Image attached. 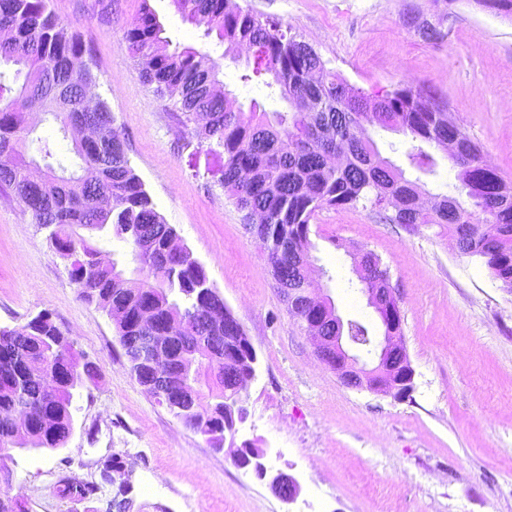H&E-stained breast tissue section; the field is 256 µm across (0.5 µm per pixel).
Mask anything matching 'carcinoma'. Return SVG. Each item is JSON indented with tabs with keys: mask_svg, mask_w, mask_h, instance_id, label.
<instances>
[{
	"mask_svg": "<svg viewBox=\"0 0 512 512\" xmlns=\"http://www.w3.org/2000/svg\"><path fill=\"white\" fill-rule=\"evenodd\" d=\"M505 16L512 0H475ZM182 20L205 28L224 47V56L236 58L243 46L251 48L240 80L269 75L288 101L286 112H244L234 93L224 88L220 65L208 53L191 46L169 49L164 27L148 4L124 30L127 49L138 64V75L153 93L176 99L183 126L205 114L208 121L193 128L199 143L224 155V191L234 200L246 222L255 213L265 221L252 225L262 242L275 285L290 288L301 276L302 262L310 259V221L325 208L362 205L388 213L395 224L438 225L448 229L461 256L478 257L501 287L512 290V184L484 161L480 149L438 103L420 90L398 89L374 96L354 91L307 43L296 39L276 18L243 9L233 0H172ZM0 29L10 37L0 41V152L12 163L0 169V188L27 210L41 228L49 230L56 253L74 260L100 253L91 233L110 226L129 244L142 279L131 282L118 261L86 279L82 267L70 271L78 297L107 312L131 372L140 386L150 382L141 366L140 343L146 336L175 337L164 348L172 353L171 390L186 403L178 417L186 426L216 446L215 432L242 409L241 393L225 369L254 373L257 356L246 334L235 329V319L224 302L199 293L207 279L205 269L188 252L163 268L164 252L176 230L167 224L135 174L124 139L115 128L103 131L94 144L76 142L80 172L66 173L56 151L46 141L40 159L26 154L34 132L26 116L49 114L63 128L82 110L84 89L96 82L91 63L74 70L71 62L90 54L79 35L47 10L46 0H0ZM402 132L411 137L406 152L409 165L435 173V158L427 145L457 143L448 155L457 171L466 199L437 194L444 204L421 210L416 197L425 195L404 169L382 156L366 127ZM359 264L370 275L364 288L385 287L389 276L381 258L363 251ZM44 364L31 373L27 363ZM60 374L51 392L45 378ZM96 367L81 362L73 345L44 312L13 329L0 330V450L14 445L20 429L17 415L31 416L28 430L38 448L63 447L73 430L71 413L76 390L94 379ZM216 388L213 401L203 400L202 383ZM124 475L115 458L103 463L104 481ZM96 485L59 481L63 498L84 500Z\"/></svg>",
	"mask_w": 512,
	"mask_h": 512,
	"instance_id": "1",
	"label": "carcinoma"
}]
</instances>
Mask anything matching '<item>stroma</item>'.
<instances>
[{
	"mask_svg": "<svg viewBox=\"0 0 512 512\" xmlns=\"http://www.w3.org/2000/svg\"><path fill=\"white\" fill-rule=\"evenodd\" d=\"M145 3L173 45L219 57L241 107L255 101L284 112L288 104L262 79L242 83V63L223 57L171 0H47L90 48L95 91L156 210L256 351L237 442L266 450L265 464L293 475L302 491L295 503L282 501L230 449L214 450L148 394L109 316L79 299L47 232L0 192V328L49 312L76 353L99 367L74 395L63 448L0 452V496L24 512H117L121 499L129 512H512V292L481 260L459 255L446 229L394 224L368 207L322 210L310 226L318 287L344 318L380 332L352 260L359 249L377 254L398 291L414 371L403 398L346 387L289 314L260 242L220 184V158L178 124L173 100L140 80L123 33ZM237 3L280 19L355 90L430 92L512 182L511 17L474 0ZM112 455L129 472L128 493L100 479ZM64 476L99 490L80 502L60 498Z\"/></svg>",
	"mask_w": 512,
	"mask_h": 512,
	"instance_id": "obj_1",
	"label": "stroma"
}]
</instances>
